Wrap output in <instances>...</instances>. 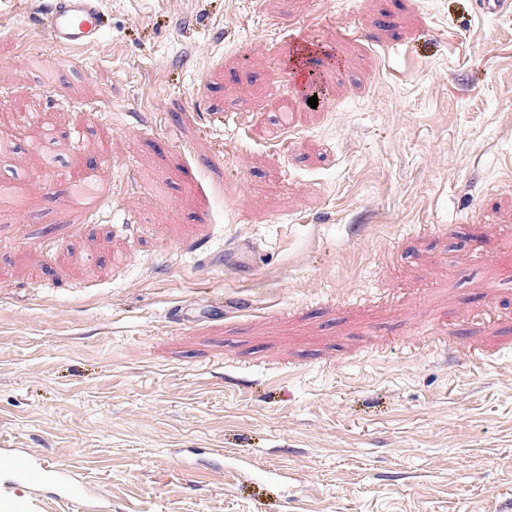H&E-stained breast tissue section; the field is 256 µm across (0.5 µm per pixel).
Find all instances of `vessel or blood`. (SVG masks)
Masks as SVG:
<instances>
[{"instance_id":"obj_1","label":"vessel or blood","mask_w":512,"mask_h":512,"mask_svg":"<svg viewBox=\"0 0 512 512\" xmlns=\"http://www.w3.org/2000/svg\"><path fill=\"white\" fill-rule=\"evenodd\" d=\"M39 22L54 45L75 48L95 42L107 18L100 0H47ZM6 471L29 482L52 480L64 490L66 500L72 502L80 498L77 484L45 458L11 454L6 460Z\"/></svg>"}]
</instances>
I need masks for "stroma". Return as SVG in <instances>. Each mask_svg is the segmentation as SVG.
<instances>
[{
	"label": "stroma",
	"mask_w": 512,
	"mask_h": 512,
	"mask_svg": "<svg viewBox=\"0 0 512 512\" xmlns=\"http://www.w3.org/2000/svg\"><path fill=\"white\" fill-rule=\"evenodd\" d=\"M45 2L0 0V448L47 512H512V12L104 0L66 50ZM6 472L28 482L51 479L65 491V499L72 502L80 499L78 485L65 474H61L45 458H34L23 454H7Z\"/></svg>",
	"instance_id": "1"
}]
</instances>
